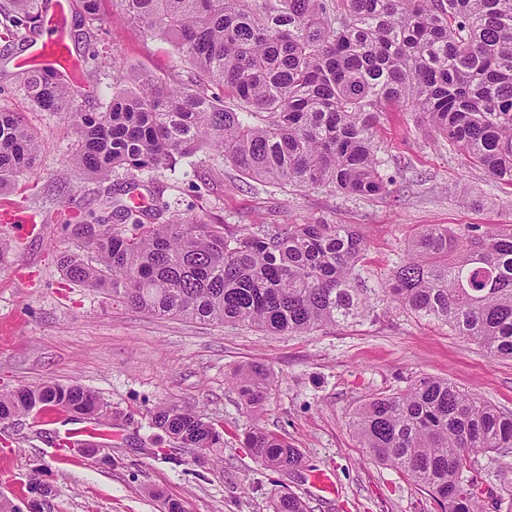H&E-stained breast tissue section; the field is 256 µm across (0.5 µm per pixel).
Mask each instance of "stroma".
Segmentation results:
<instances>
[{"label":"stroma","instance_id":"obj_1","mask_svg":"<svg viewBox=\"0 0 512 512\" xmlns=\"http://www.w3.org/2000/svg\"><path fill=\"white\" fill-rule=\"evenodd\" d=\"M101 0L100 21L79 5L65 19L78 69L67 79L74 105L99 112L112 96L113 65L185 83L195 72L174 48L140 25L117 21ZM24 45L0 36V109L18 112L37 132V175L18 177L0 192V238L10 252L0 263V393L46 381L91 390L101 416L75 419L33 410L0 422V493L16 505L39 473L53 490L54 512H270L286 487L308 512H440L429 492L373 460L350 427L368 398L403 389L415 377L443 378L492 405L512 411V360H496L447 326L392 304L306 334L157 318L113 302L109 291L68 281L59 253L81 251L69 226L112 194V180H93L67 158L76 139L68 114L36 108L21 89ZM388 193L347 195L327 189L284 192L257 182L223 160L201 153L176 173L138 175L142 206L193 208L230 231L274 229L323 218L356 225L367 243L363 277L369 287L403 256L424 224L493 227L512 224V186L491 179L448 141L417 125L413 113L387 107L376 128ZM35 231L18 234L16 225ZM259 364L274 377L261 414L246 408L232 385L241 367ZM196 411L224 430L215 450L173 447L150 424L160 404ZM111 430L98 447L86 442L58 451L66 431L95 424ZM298 448L304 467L331 472L337 492L310 487L254 459L245 444L253 427Z\"/></svg>","mask_w":512,"mask_h":512}]
</instances>
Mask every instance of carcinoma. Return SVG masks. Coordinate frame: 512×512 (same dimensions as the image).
Instances as JSON below:
<instances>
[{
  "label": "carcinoma",
  "mask_w": 512,
  "mask_h": 512,
  "mask_svg": "<svg viewBox=\"0 0 512 512\" xmlns=\"http://www.w3.org/2000/svg\"><path fill=\"white\" fill-rule=\"evenodd\" d=\"M127 20L169 41L198 74L167 84L117 78L102 112L72 113L69 163L94 179L122 170L176 172L199 152L286 188L385 192L374 130L385 105L414 112L490 177L512 185V0H116ZM37 0H11L7 37L42 21ZM222 93L209 92V84ZM26 97L46 112L69 100L52 68L27 73ZM41 142L19 112L0 111V189L37 174ZM72 225L94 255L60 257L66 277L152 316L251 325L297 335L369 315L390 300L442 322L495 359L512 360V228L426 224L380 289L361 275L367 250L350 224L315 221L248 234L192 213L163 218L122 200ZM110 223H105V220ZM233 383L257 410L273 378L261 365ZM74 416L98 409L79 385L47 382L0 393V420L35 408ZM153 426L184 448H220L221 431L196 412L158 405ZM350 425L369 455L426 486L441 512H512L508 497L472 473L471 456L512 453V412L431 376L361 404ZM252 455L288 475L301 453L256 427ZM271 512H307L285 492Z\"/></svg>",
  "instance_id": "carcinoma-1"
}]
</instances>
